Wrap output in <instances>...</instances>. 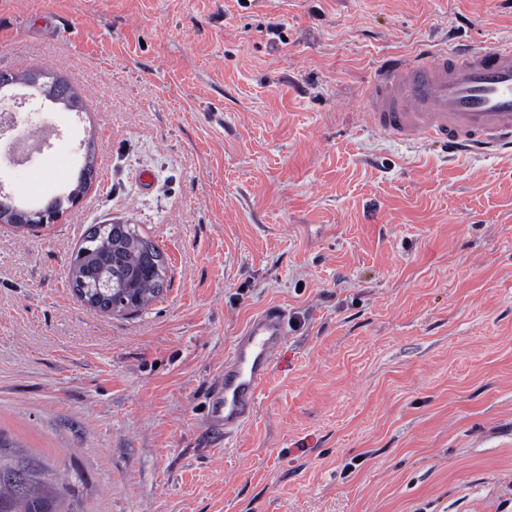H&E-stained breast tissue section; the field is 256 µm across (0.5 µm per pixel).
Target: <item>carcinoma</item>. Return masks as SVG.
Wrapping results in <instances>:
<instances>
[{"mask_svg":"<svg viewBox=\"0 0 512 512\" xmlns=\"http://www.w3.org/2000/svg\"><path fill=\"white\" fill-rule=\"evenodd\" d=\"M54 102L61 100L69 109L81 108L72 88L55 78L40 88ZM134 224H94L83 238L70 267V284L95 294L98 277L112 279L111 300L120 305L126 297L135 295L141 305L152 301L160 288L157 274L160 251L145 247ZM66 482L57 470L42 464L21 466L0 452V512H63L58 507L59 487Z\"/></svg>","mask_w":512,"mask_h":512,"instance_id":"1","label":"carcinoma"}]
</instances>
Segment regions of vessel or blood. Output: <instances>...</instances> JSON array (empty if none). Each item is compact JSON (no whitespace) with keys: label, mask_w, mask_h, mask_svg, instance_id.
Returning <instances> with one entry per match:
<instances>
[{"label":"vessel or blood","mask_w":512,"mask_h":512,"mask_svg":"<svg viewBox=\"0 0 512 512\" xmlns=\"http://www.w3.org/2000/svg\"><path fill=\"white\" fill-rule=\"evenodd\" d=\"M372 127L401 140L422 135L452 150L512 149V41L448 48L381 65L364 101ZM287 336L286 313L253 317L224 360L215 418L225 433L252 417Z\"/></svg>","instance_id":"vessel-or-blood-1"}]
</instances>
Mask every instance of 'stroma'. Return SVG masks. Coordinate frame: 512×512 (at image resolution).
Instances as JSON below:
<instances>
[{"label":"stroma","instance_id":"1","mask_svg":"<svg viewBox=\"0 0 512 512\" xmlns=\"http://www.w3.org/2000/svg\"><path fill=\"white\" fill-rule=\"evenodd\" d=\"M512 40V0H0V70L82 108L0 102V433L74 512H512V153L449 155L362 112L376 68ZM148 173L150 184L139 176ZM93 224L164 254L134 314L67 284ZM288 336L237 434L208 425L250 318ZM40 90L48 99L54 102L63 101V104L69 109H81L80 100L72 88L61 78L52 79L49 83L42 86Z\"/></svg>","mask_w":512,"mask_h":512}]
</instances>
